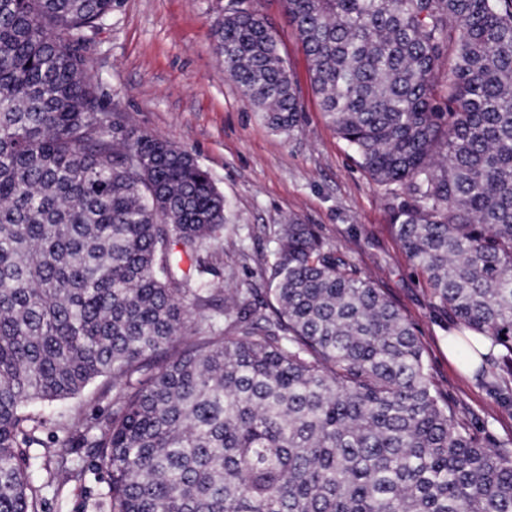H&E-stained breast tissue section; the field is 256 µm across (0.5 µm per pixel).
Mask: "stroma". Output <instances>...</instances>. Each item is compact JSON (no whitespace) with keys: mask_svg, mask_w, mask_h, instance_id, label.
Instances as JSON below:
<instances>
[{"mask_svg":"<svg viewBox=\"0 0 512 512\" xmlns=\"http://www.w3.org/2000/svg\"><path fill=\"white\" fill-rule=\"evenodd\" d=\"M228 0H116L93 37L91 76L124 123L187 150L211 175L226 202L227 224L211 245L215 292L209 316L223 318L224 289L253 288L264 306L265 268L273 234L289 218L317 227L325 243L346 254L360 276L375 280L414 325L429 372L473 432L488 444L512 438V401H505L448 361L453 317L431 295L425 276L399 247L390 198L357 164L314 95L309 63L282 0H253L272 26L297 81L303 112L291 132L273 131L237 85L226 78L211 36ZM45 426L37 453L66 448L81 476L40 512H100L109 474L83 437L94 419L112 413V393L96 381L79 396L35 406Z\"/></svg>","mask_w":512,"mask_h":512,"instance_id":"1","label":"stroma"}]
</instances>
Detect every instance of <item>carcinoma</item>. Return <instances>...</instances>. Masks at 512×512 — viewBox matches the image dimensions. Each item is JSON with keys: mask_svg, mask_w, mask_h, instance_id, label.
Masks as SVG:
<instances>
[{"mask_svg": "<svg viewBox=\"0 0 512 512\" xmlns=\"http://www.w3.org/2000/svg\"><path fill=\"white\" fill-rule=\"evenodd\" d=\"M322 112L391 199L393 229L466 343L512 376V0H282ZM113 0H0V512H39L35 402L112 379L91 447L107 512H512V439L486 446L412 323L297 219L274 303L210 306L224 196L127 127L90 76ZM224 75L277 132L301 105L266 19L229 0ZM446 66L441 84L436 72ZM195 314L187 319L186 325L193 328L201 318L213 316L220 320V324L224 326V290L214 293L211 301V306L205 310H197L193 307Z\"/></svg>", "mask_w": 512, "mask_h": 512, "instance_id": "obj_1", "label": "carcinoma"}]
</instances>
